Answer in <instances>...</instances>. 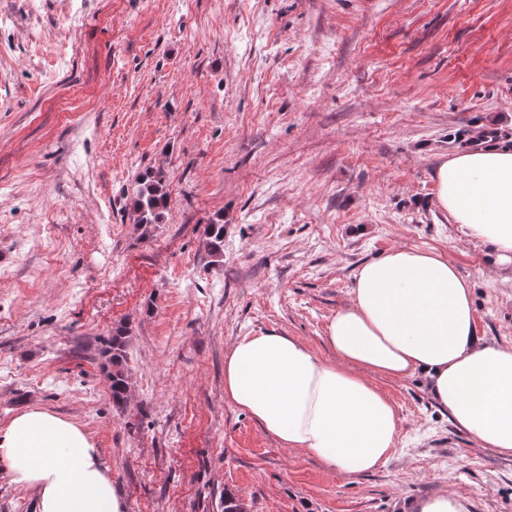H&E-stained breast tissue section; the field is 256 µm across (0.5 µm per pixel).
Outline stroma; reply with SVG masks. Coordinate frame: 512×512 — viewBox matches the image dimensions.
Returning <instances> with one entry per match:
<instances>
[{
    "mask_svg": "<svg viewBox=\"0 0 512 512\" xmlns=\"http://www.w3.org/2000/svg\"><path fill=\"white\" fill-rule=\"evenodd\" d=\"M512 132V0H0V428L80 424L127 512H410L457 491L512 512V456L476 448L423 376L387 462L346 477L224 395V355L274 330L336 355L360 265L448 254L476 327L512 345V266L433 205L459 132ZM165 169L143 236L137 180ZM224 224L214 262L205 227ZM129 328L133 395L104 341ZM168 173L162 168L146 169L138 179L132 209L144 234L162 224L168 205ZM128 333L126 326L113 327L112 336L105 343V355L110 366L109 378L112 405L124 410L131 397L133 383L127 365Z\"/></svg>",
    "mask_w": 512,
    "mask_h": 512,
    "instance_id": "1",
    "label": "stroma"
}]
</instances>
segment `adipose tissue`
I'll return each instance as SVG.
<instances>
[{
	"mask_svg": "<svg viewBox=\"0 0 512 512\" xmlns=\"http://www.w3.org/2000/svg\"><path fill=\"white\" fill-rule=\"evenodd\" d=\"M435 205L512 264V136L443 156ZM330 363L295 337L244 336L224 356V395L282 445L359 476L397 436L388 397L362 375L422 374L433 400L475 447L512 456V346L479 337L469 281L444 253L397 247L363 263L327 328ZM0 465L34 489V512H127L94 439L31 406L0 429Z\"/></svg>",
	"mask_w": 512,
	"mask_h": 512,
	"instance_id": "1",
	"label": "adipose tissue"
}]
</instances>
